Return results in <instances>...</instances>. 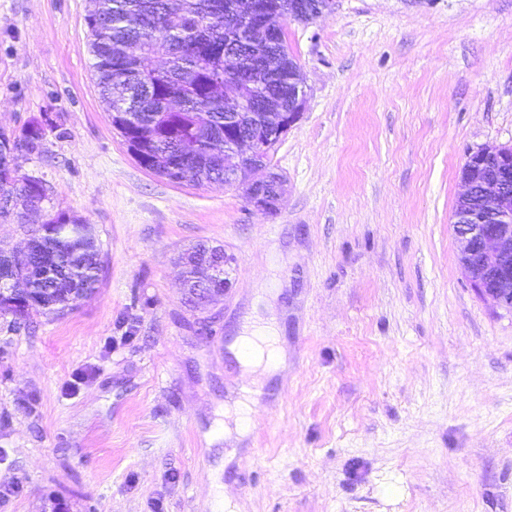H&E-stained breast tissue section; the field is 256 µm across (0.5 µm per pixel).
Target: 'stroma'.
I'll return each mask as SVG.
<instances>
[{"instance_id": "35a3bbf8", "label": "stroma", "mask_w": 512, "mask_h": 512, "mask_svg": "<svg viewBox=\"0 0 512 512\" xmlns=\"http://www.w3.org/2000/svg\"><path fill=\"white\" fill-rule=\"evenodd\" d=\"M89 0H0V132L50 119L22 174L93 227L95 293L0 314V512H512V314L473 289L453 213L469 153L512 146V0H337L285 24L308 89L266 214L143 169L93 70ZM231 255L190 306L176 259ZM285 364L246 436L229 351ZM277 343V336L272 329L262 325L255 326L252 331H245V334L238 336L235 353L242 375L250 378L252 383H257L261 380L259 376H268L277 371L282 363ZM242 344L251 348L247 356L240 355L238 351Z\"/></svg>"}]
</instances>
